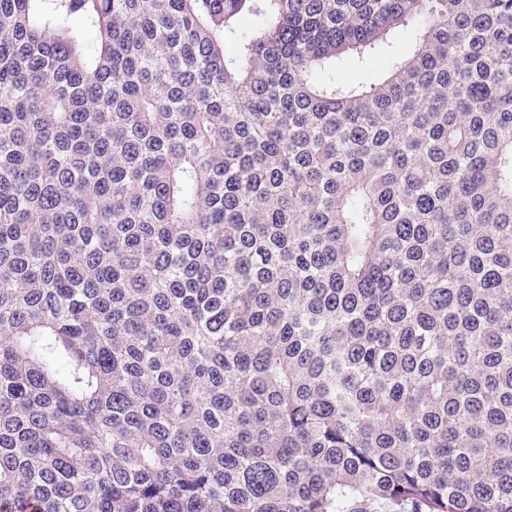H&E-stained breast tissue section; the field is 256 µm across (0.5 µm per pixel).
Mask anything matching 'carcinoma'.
Returning <instances> with one entry per match:
<instances>
[{"label": "carcinoma", "mask_w": 512, "mask_h": 512, "mask_svg": "<svg viewBox=\"0 0 512 512\" xmlns=\"http://www.w3.org/2000/svg\"><path fill=\"white\" fill-rule=\"evenodd\" d=\"M0 512H512V0H0Z\"/></svg>", "instance_id": "carcinoma-1"}]
</instances>
